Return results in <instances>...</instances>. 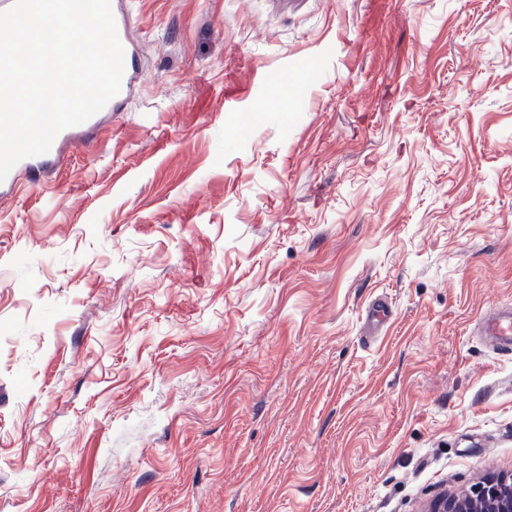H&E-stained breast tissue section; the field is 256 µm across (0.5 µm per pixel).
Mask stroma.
<instances>
[{
  "label": "stroma",
  "mask_w": 512,
  "mask_h": 512,
  "mask_svg": "<svg viewBox=\"0 0 512 512\" xmlns=\"http://www.w3.org/2000/svg\"><path fill=\"white\" fill-rule=\"evenodd\" d=\"M385 2L127 0L124 110L0 197V512H425L512 475L477 332L512 307V0ZM388 301L382 297H376L365 309V323L372 334L377 333L381 326L391 315Z\"/></svg>",
  "instance_id": "1"
}]
</instances>
